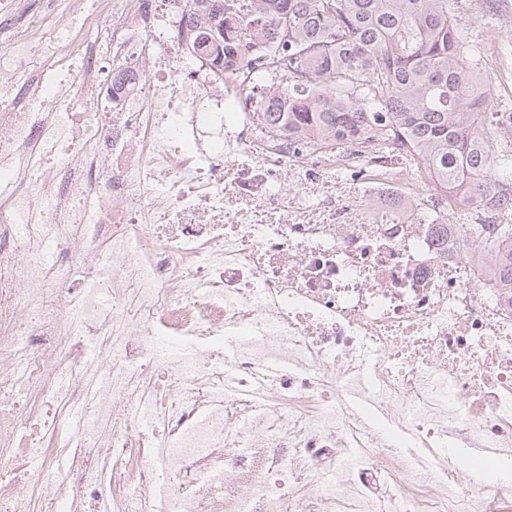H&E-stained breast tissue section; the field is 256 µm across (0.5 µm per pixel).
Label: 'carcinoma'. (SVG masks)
Instances as JSON below:
<instances>
[{
	"instance_id": "cac0c4a2",
	"label": "carcinoma",
	"mask_w": 512,
	"mask_h": 512,
	"mask_svg": "<svg viewBox=\"0 0 512 512\" xmlns=\"http://www.w3.org/2000/svg\"><path fill=\"white\" fill-rule=\"evenodd\" d=\"M186 2L182 25L223 69L256 38L287 76L262 113L272 132L395 145L448 198L482 207L505 250L496 280L512 289V140H496L512 112L488 111L493 82L477 73L457 0H253L244 24L225 0Z\"/></svg>"
}]
</instances>
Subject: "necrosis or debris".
Segmentation results:
<instances>
[{"mask_svg": "<svg viewBox=\"0 0 512 512\" xmlns=\"http://www.w3.org/2000/svg\"><path fill=\"white\" fill-rule=\"evenodd\" d=\"M26 4L0 0V512H512L511 475L442 453L512 452V289L436 239L447 192L269 132L168 34L186 0H99L102 45ZM462 449L461 463L463 466V472L466 480L473 485H481L484 484L487 479L488 471V480L496 474H499L502 471V468L505 463L512 462V457H502L498 461L494 459L491 460H478L477 462L483 463V465H471L470 462L479 458L484 457H492L497 454L491 452L487 448H474V447H465ZM486 469H484V468ZM499 470V472H497Z\"/></svg>", "mask_w": 512, "mask_h": 512, "instance_id": "1", "label": "necrosis or debris"}]
</instances>
